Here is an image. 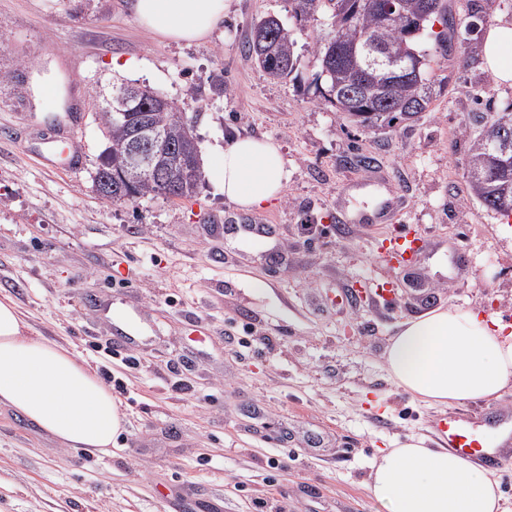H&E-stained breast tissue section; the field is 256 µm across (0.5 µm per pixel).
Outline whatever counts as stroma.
<instances>
[{
  "label": "stroma",
  "mask_w": 512,
  "mask_h": 512,
  "mask_svg": "<svg viewBox=\"0 0 512 512\" xmlns=\"http://www.w3.org/2000/svg\"><path fill=\"white\" fill-rule=\"evenodd\" d=\"M204 44L161 40L128 0H0V299L30 335L93 368L116 322L136 325L137 367L123 381L124 425L112 448H63L0 405V512H387L369 488L381 451L429 439L440 408L391 380L384 352L401 324L437 308L492 313L512 325V223L487 211L463 177L469 115L512 108V86L485 68L489 27L512 22L501 0H447L448 52L434 33L427 112L365 134L316 81L326 20L307 26L289 0H224ZM274 15L297 38L299 69L268 79L242 51ZM134 62L113 70V61ZM59 82L48 110L36 81ZM147 85L194 122L199 155L239 137L276 142L283 196L240 211L203 180L194 197L101 199L93 177L105 140L97 105L114 85ZM59 137L80 167L44 168ZM370 164H355L356 154ZM397 199V223L422 235L418 286L375 257L385 224L343 215ZM261 218L263 247L227 234ZM463 278L448 276L449 243ZM392 301H354L376 281ZM265 408L252 418L253 404Z\"/></svg>",
  "instance_id": "35a3bbf8"
}]
</instances>
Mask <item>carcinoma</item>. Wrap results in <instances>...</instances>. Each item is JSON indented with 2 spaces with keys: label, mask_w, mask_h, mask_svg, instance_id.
Here are the masks:
<instances>
[{
  "label": "carcinoma",
  "mask_w": 512,
  "mask_h": 512,
  "mask_svg": "<svg viewBox=\"0 0 512 512\" xmlns=\"http://www.w3.org/2000/svg\"><path fill=\"white\" fill-rule=\"evenodd\" d=\"M299 21L307 25L330 15V37L319 44L316 55L321 75L329 84L327 101L343 119L367 133L391 129L398 122L414 120L425 111L431 87L425 78L417 79L401 71L376 69L365 63L364 47L376 45L387 53L424 57L416 37L406 36L407 23L421 29L445 19L444 0H397L389 15L382 0H289ZM294 33L274 16L257 20L244 44L245 53L272 80L288 78L300 65ZM123 111L132 114L126 121L115 109L103 107L98 118L108 146L105 160L97 169L112 180V189L102 198L115 203H135L145 197L190 199L201 183L196 136L179 121L180 110L173 102L150 88L125 100ZM161 132L176 146L184 164L164 158L154 165L151 175L132 180L128 177V145L134 138L135 120ZM511 123L502 124L503 118ZM479 128L471 137L470 155L464 178L471 195L487 210L501 216L512 215V112H477Z\"/></svg>",
  "instance_id": "1"
}]
</instances>
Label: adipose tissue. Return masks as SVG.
Here are the masks:
<instances>
[{
	"mask_svg": "<svg viewBox=\"0 0 512 512\" xmlns=\"http://www.w3.org/2000/svg\"><path fill=\"white\" fill-rule=\"evenodd\" d=\"M138 23L175 42H203L224 18V0H132ZM512 23L491 27L483 44L488 70L512 86ZM226 200L252 211L280 198L286 161L269 139L238 138L207 168ZM493 314L438 308L406 321L385 352L394 384L431 405L493 399L512 385V339ZM21 413L63 445L88 453L111 448L123 413L85 360L29 336L16 306L0 300V404ZM369 486L388 512H501L499 483L466 459L419 442L383 451Z\"/></svg>",
	"mask_w": 512,
	"mask_h": 512,
	"instance_id": "1",
	"label": "adipose tissue"
}]
</instances>
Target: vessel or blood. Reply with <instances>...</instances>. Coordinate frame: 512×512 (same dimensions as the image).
<instances>
[{"instance_id": "vessel-or-blood-1", "label": "vessel or blood", "mask_w": 512, "mask_h": 512, "mask_svg": "<svg viewBox=\"0 0 512 512\" xmlns=\"http://www.w3.org/2000/svg\"><path fill=\"white\" fill-rule=\"evenodd\" d=\"M420 235L412 229L388 235L376 243V256L389 266L406 267L419 252ZM431 432L438 447L481 468L512 466V414L493 411H452L436 419Z\"/></svg>"}]
</instances>
